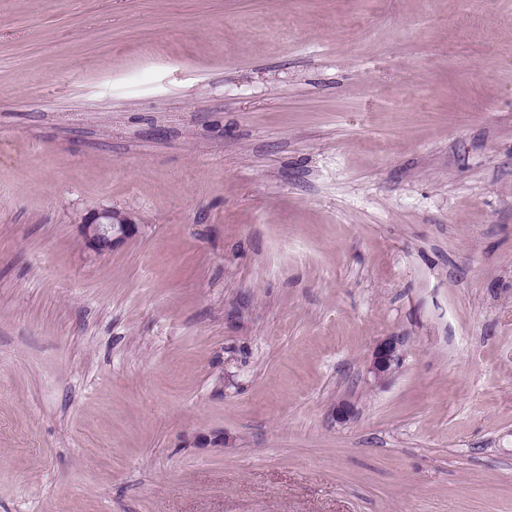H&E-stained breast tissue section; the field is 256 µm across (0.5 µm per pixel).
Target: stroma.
I'll return each instance as SVG.
<instances>
[{
	"mask_svg": "<svg viewBox=\"0 0 512 512\" xmlns=\"http://www.w3.org/2000/svg\"><path fill=\"white\" fill-rule=\"evenodd\" d=\"M0 512H512V0H0ZM136 224L127 212L112 208L95 209L78 224L85 246L95 255H105L135 234ZM401 358V344L394 337L378 342L373 350L368 372L374 382H384L394 371Z\"/></svg>",
	"mask_w": 512,
	"mask_h": 512,
	"instance_id": "obj_1",
	"label": "stroma"
}]
</instances>
